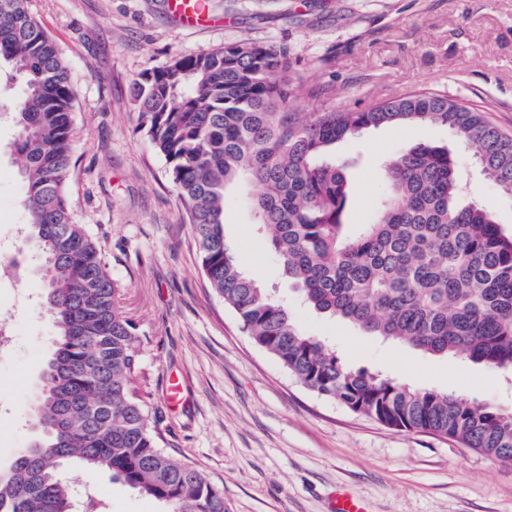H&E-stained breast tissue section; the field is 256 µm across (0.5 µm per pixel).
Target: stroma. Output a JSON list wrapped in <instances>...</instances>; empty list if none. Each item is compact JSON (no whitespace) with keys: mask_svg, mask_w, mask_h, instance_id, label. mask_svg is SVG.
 I'll return each mask as SVG.
<instances>
[{"mask_svg":"<svg viewBox=\"0 0 512 512\" xmlns=\"http://www.w3.org/2000/svg\"><path fill=\"white\" fill-rule=\"evenodd\" d=\"M214 27L191 30L164 0H28L77 88L67 196L75 223L98 242L117 303L140 343L136 391L158 413L166 450L224 493L227 512H331L336 491L368 512H512V465L426 432H401L304 388L255 347L213 293L167 163L140 129L132 94L144 72L239 41L290 46L304 87L297 111L356 109L417 88L485 110L512 132V0H209ZM10 94L0 95V239L30 261L22 281L0 266V309L13 313L14 341L0 360V465L31 432L27 412L50 350L40 304L38 252L22 234L24 191L10 150ZM447 147L468 200L490 208L512 232V199L485 179L475 159L440 125L382 126L360 143L337 144L353 158L345 220L374 214L386 159L421 144ZM251 194H228L224 228L239 261L286 300L303 330L342 360L398 382L512 411V376L457 356H429L321 317L298 300L254 224ZM177 376L188 406L167 403ZM108 512H159L152 499L108 475L74 469Z\"/></svg>","mask_w":512,"mask_h":512,"instance_id":"obj_1","label":"stroma"}]
</instances>
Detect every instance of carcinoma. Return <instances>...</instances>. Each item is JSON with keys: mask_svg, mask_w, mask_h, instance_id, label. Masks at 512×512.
I'll list each match as a JSON object with an SVG mask.
<instances>
[{"mask_svg": "<svg viewBox=\"0 0 512 512\" xmlns=\"http://www.w3.org/2000/svg\"><path fill=\"white\" fill-rule=\"evenodd\" d=\"M2 61L23 78L11 148L23 160L19 206L38 248L53 336L29 412L38 430L0 467V512H77L80 498L85 512H103L90 489L71 484L72 466L106 472L166 512H226L224 494L201 471L160 447L150 407L131 387L140 370L135 325L118 310V285L65 192L76 89L26 0H0ZM295 62L286 44L240 41L134 80L140 128L168 163L212 290L252 342L318 396L512 463V411L348 365L242 268L224 234L226 195L258 187V230L304 306L424 354L512 371V234L485 205L461 203L448 149L421 143L391 157L386 192L354 235L345 222L347 162L323 159L381 126L432 123L512 196V137L483 110L429 89L301 119Z\"/></svg>", "mask_w": 512, "mask_h": 512, "instance_id": "1", "label": "carcinoma"}]
</instances>
